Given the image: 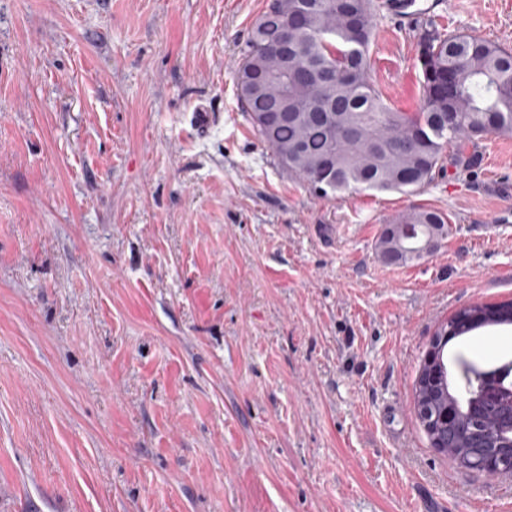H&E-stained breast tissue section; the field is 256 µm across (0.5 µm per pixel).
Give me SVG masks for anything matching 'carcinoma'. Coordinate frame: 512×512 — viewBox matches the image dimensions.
I'll list each match as a JSON object with an SVG mask.
<instances>
[{"mask_svg":"<svg viewBox=\"0 0 512 512\" xmlns=\"http://www.w3.org/2000/svg\"><path fill=\"white\" fill-rule=\"evenodd\" d=\"M268 5L252 30L237 71V90L255 136L288 172L321 197L345 192H413L432 182L446 159L461 164L467 143L512 136V53L478 36L429 30L417 52L422 98L415 112L389 108L370 79L377 15L374 0H308L297 34L301 79L278 77L266 66L279 43L282 20ZM312 103L302 127L271 118L286 102ZM410 225L418 240L402 233ZM448 236V217L414 208L385 225L378 241L389 263L419 262ZM511 324L512 301L471 305L448 320L436 341H449L485 325ZM446 388L415 387L417 415L434 417L438 437L454 461L479 471L490 449L512 475V400L467 408L486 364L458 353Z\"/></svg>","mask_w":512,"mask_h":512,"instance_id":"carcinoma-1","label":"carcinoma"}]
</instances>
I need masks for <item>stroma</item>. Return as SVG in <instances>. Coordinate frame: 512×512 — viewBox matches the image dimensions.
<instances>
[{
  "label": "stroma",
  "instance_id": "stroma-1",
  "mask_svg": "<svg viewBox=\"0 0 512 512\" xmlns=\"http://www.w3.org/2000/svg\"><path fill=\"white\" fill-rule=\"evenodd\" d=\"M266 4L0 0V512H512V476L459 467L414 410L441 325L512 299V136L412 193L317 196L237 96ZM433 26L512 51V0L378 11L394 111ZM416 207L447 238L383 261ZM459 351L511 358L512 326ZM448 217L428 209L414 208L385 225L378 241V251L382 259L389 263L408 264L419 262L448 236ZM410 225L421 232L419 240L410 239L412 232L407 229L406 238L403 226Z\"/></svg>",
  "mask_w": 512,
  "mask_h": 512
}]
</instances>
